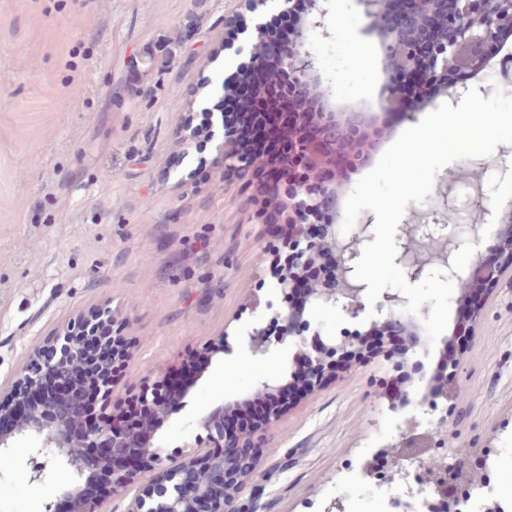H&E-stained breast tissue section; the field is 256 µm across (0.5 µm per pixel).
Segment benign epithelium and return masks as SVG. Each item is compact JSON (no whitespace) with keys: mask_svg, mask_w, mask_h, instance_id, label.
<instances>
[{"mask_svg":"<svg viewBox=\"0 0 512 512\" xmlns=\"http://www.w3.org/2000/svg\"><path fill=\"white\" fill-rule=\"evenodd\" d=\"M365 7L368 31L379 40L386 80L376 106L342 105L333 92V79L323 72L314 51L315 36L330 37L326 24L328 0H309L305 15L295 24L292 41L285 47L266 43V25L257 24L250 31L235 25L237 33L250 32L251 49L231 77L224 81L222 94L210 114L224 120V100L232 91L248 104L255 125L283 145L279 163L284 181L275 194L261 192V198L248 197L245 207L261 204L268 224L288 225L287 265L274 273L282 308L275 312L278 334L268 336L254 330L244 343L254 356H269L288 344L297 348L289 378L259 382L251 391L223 401L197 420L206 432L209 445L192 446L174 462L162 454L157 441L158 424L147 416L118 431L110 419L85 429L77 436L73 429L82 415L85 385L78 379L79 366L91 350L109 346L100 331L103 323L112 324V335H121L120 318L110 308H100L88 317L67 323L52 338V355L22 365L13 375L0 379V419L13 417L8 428H0V455L7 453L18 436L36 441L25 463L31 482H43L63 476L55 499L46 503L45 512H58V501L69 503V512H109L108 500L115 493L127 499L124 512H224V503L233 501L257 476V453L244 459H230L213 452L224 442V414L261 405L266 412L264 428L272 426L284 411L279 400L301 375V358L316 366V376L305 380L306 393L336 373L338 356H361L359 341L347 337H324L310 329L305 319L307 309H340L358 319L367 311L364 288L354 278V267L362 250L355 246L364 237L356 234L345 243H336L337 208L349 186L347 172L368 166L380 148L383 118L389 113L413 116L436 105L439 98L456 103L476 83L463 79L448 81V74L473 75L494 65L506 82L512 81V55L501 54L502 38L512 32V0H401L403 24L387 27L383 15L391 0H359ZM227 134L217 145L220 160L246 175H254L258 164L244 149H231ZM489 217L479 225L485 251L504 254V261L485 272L486 289L495 287L504 267L512 266V199L488 208L479 202ZM321 223L322 231L313 236L306 225ZM423 236L441 241L430 257L421 259L410 249L407 239L398 237L395 262L407 269L408 277L419 280L433 269H442L458 281L456 302L470 298L465 288L469 277L454 266V249L448 247L443 231L447 213L432 212V223L422 225ZM339 257L334 281H319L310 288H297L303 270L325 252ZM405 300L397 293L385 292L374 306L367 332L396 329L412 335L421 318L402 314L397 309ZM400 370L411 365L419 377L409 386V399L417 403L431 392L433 375L424 370L418 351L411 349L394 357ZM53 380L59 392L44 390ZM168 378L154 381L142 394L148 408H159L172 415L186 406L191 382L167 387ZM120 379L103 370L90 387L104 399L113 397ZM398 441L387 444L397 449L393 484L406 497L412 496L408 482L410 468L424 469L437 483L438 492L447 491L450 482L470 480L465 467V449L457 450V463L448 466L443 455L428 454L409 445L422 423L416 415L404 421ZM105 443L106 454L100 458L85 456L83 449ZM132 455L143 460L137 471L112 468V455ZM153 473L142 483V474Z\"/></svg>","mask_w":512,"mask_h":512,"instance_id":"1","label":"benign epithelium"}]
</instances>
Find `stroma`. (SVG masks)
<instances>
[{
	"instance_id": "1",
	"label": "stroma",
	"mask_w": 512,
	"mask_h": 512,
	"mask_svg": "<svg viewBox=\"0 0 512 512\" xmlns=\"http://www.w3.org/2000/svg\"><path fill=\"white\" fill-rule=\"evenodd\" d=\"M238 0H0V378L64 322L109 306L123 318L132 360L114 393L177 373L203 346L226 350L200 373L180 413L157 433L165 454L206 444L196 421L252 382L288 372L287 349L252 356L241 336L281 307L269 264L285 250L252 210L241 207L244 177L229 174L215 144L186 141L185 125L208 116L209 83L240 61L227 18ZM327 72L340 103H374L384 79L378 40L365 31L359 0L330 7ZM482 185L458 160L436 175L424 203L401 220L412 237L432 209L455 211L449 244L461 273L476 268L483 220L479 196L512 198V145L482 158ZM259 297L261 309L250 306ZM458 359L460 394L438 399L449 451L483 462L471 499L496 484L512 495V279L502 278L472 321ZM390 362L375 356L291 406L264 434L259 472L232 512H322L349 483L371 442L391 438ZM33 442L17 437L0 467V512H43L57 480L29 481Z\"/></svg>"
}]
</instances>
